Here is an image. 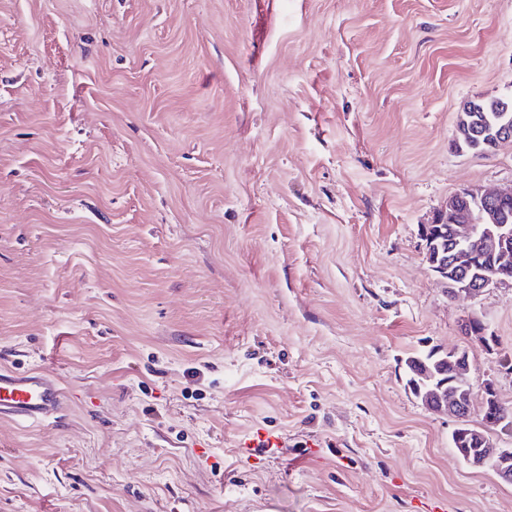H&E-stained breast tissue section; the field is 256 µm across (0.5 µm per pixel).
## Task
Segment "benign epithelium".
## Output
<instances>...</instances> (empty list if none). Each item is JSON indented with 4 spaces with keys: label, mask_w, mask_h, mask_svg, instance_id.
Instances as JSON below:
<instances>
[{
    "label": "benign epithelium",
    "mask_w": 512,
    "mask_h": 512,
    "mask_svg": "<svg viewBox=\"0 0 512 512\" xmlns=\"http://www.w3.org/2000/svg\"><path fill=\"white\" fill-rule=\"evenodd\" d=\"M501 120L479 131L460 118L458 134L467 141L494 150L512 141V121L505 111L509 103L501 102ZM425 259L430 270L448 284V296H476L488 288H512V189L496 192L463 190L448 199L430 224L422 228ZM462 334L483 350L492 351L497 338L488 332L485 322L469 318ZM447 363L448 370L425 366L409 390L427 406L446 410L457 425L451 445L460 460L475 469L489 468L504 483L512 485V448L494 442L497 430L512 429V415L503 409L495 384L480 386V425L471 423L474 386L469 377V353L435 351Z\"/></svg>",
    "instance_id": "obj_1"
}]
</instances>
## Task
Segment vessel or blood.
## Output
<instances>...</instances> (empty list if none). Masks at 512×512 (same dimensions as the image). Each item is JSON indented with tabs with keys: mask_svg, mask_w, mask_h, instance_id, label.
Masks as SVG:
<instances>
[{
	"mask_svg": "<svg viewBox=\"0 0 512 512\" xmlns=\"http://www.w3.org/2000/svg\"><path fill=\"white\" fill-rule=\"evenodd\" d=\"M66 393L53 376L40 371L0 369V416L21 422H43L57 417L65 407ZM280 436L260 430L238 445L240 457L250 459L255 449L281 447Z\"/></svg>",
	"mask_w": 512,
	"mask_h": 512,
	"instance_id": "obj_1",
	"label": "vessel or blood"
}]
</instances>
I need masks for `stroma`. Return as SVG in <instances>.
Segmentation results:
<instances>
[{
	"label": "stroma",
	"mask_w": 512,
	"mask_h": 512,
	"mask_svg": "<svg viewBox=\"0 0 512 512\" xmlns=\"http://www.w3.org/2000/svg\"><path fill=\"white\" fill-rule=\"evenodd\" d=\"M510 96L512 0H0V367L69 398L0 417V512H512L406 387L465 349L512 405V288L421 238L512 186L455 146ZM462 334L474 340L483 350L493 351L497 345V338L488 332L485 322L477 318H468L462 325ZM256 448H266L273 451L275 448H282V439L280 436L270 434L264 430H258L250 438L245 439L238 445V455L240 458H246L250 461L254 458Z\"/></svg>",
	"instance_id": "35a3bbf8"
}]
</instances>
